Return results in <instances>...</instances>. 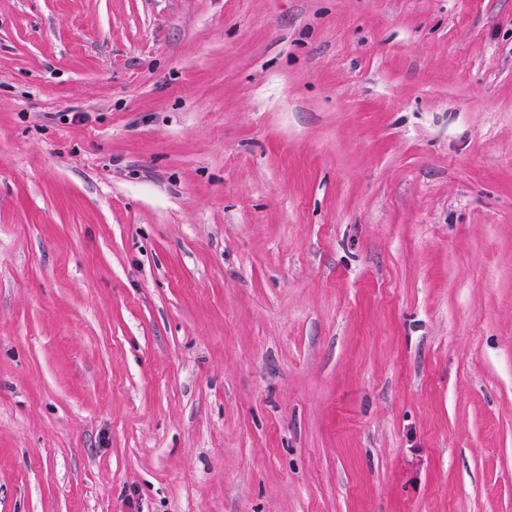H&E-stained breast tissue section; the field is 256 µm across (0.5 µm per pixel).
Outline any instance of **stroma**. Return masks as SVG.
<instances>
[{
    "label": "stroma",
    "instance_id": "obj_1",
    "mask_svg": "<svg viewBox=\"0 0 512 512\" xmlns=\"http://www.w3.org/2000/svg\"><path fill=\"white\" fill-rule=\"evenodd\" d=\"M0 512H512V0H0Z\"/></svg>",
    "mask_w": 512,
    "mask_h": 512
}]
</instances>
